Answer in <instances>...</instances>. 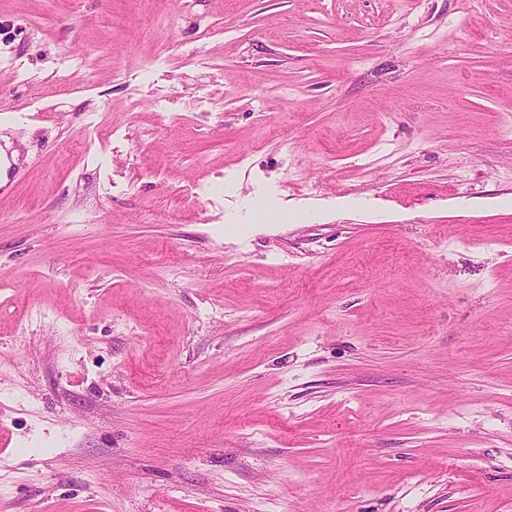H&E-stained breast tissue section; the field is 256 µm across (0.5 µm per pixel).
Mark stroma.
I'll return each instance as SVG.
<instances>
[{"label":"stroma","mask_w":512,"mask_h":512,"mask_svg":"<svg viewBox=\"0 0 512 512\" xmlns=\"http://www.w3.org/2000/svg\"><path fill=\"white\" fill-rule=\"evenodd\" d=\"M0 512H512V0H0Z\"/></svg>","instance_id":"35a3bbf8"}]
</instances>
